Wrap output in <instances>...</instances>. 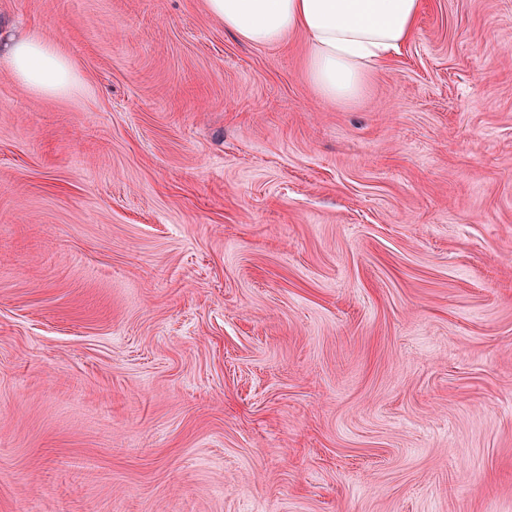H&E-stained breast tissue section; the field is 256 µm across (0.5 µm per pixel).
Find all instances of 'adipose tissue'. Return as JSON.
Here are the masks:
<instances>
[{
	"label": "adipose tissue",
	"instance_id": "adipose-tissue-1",
	"mask_svg": "<svg viewBox=\"0 0 512 512\" xmlns=\"http://www.w3.org/2000/svg\"><path fill=\"white\" fill-rule=\"evenodd\" d=\"M206 7L252 44L275 45L304 33L310 84L322 98L347 104L364 92L371 70L414 37L423 0H206ZM5 63L40 94H64L75 81L64 51L34 33L11 39Z\"/></svg>",
	"mask_w": 512,
	"mask_h": 512
}]
</instances>
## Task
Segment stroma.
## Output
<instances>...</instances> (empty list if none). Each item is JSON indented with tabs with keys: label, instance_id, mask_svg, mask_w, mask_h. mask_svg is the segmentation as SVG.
Wrapping results in <instances>:
<instances>
[{
	"label": "stroma",
	"instance_id": "obj_1",
	"mask_svg": "<svg viewBox=\"0 0 512 512\" xmlns=\"http://www.w3.org/2000/svg\"><path fill=\"white\" fill-rule=\"evenodd\" d=\"M0 512H512V0L363 97L205 0H0ZM4 61L19 82L40 94H65L75 81L64 51L35 33L13 37Z\"/></svg>",
	"mask_w": 512,
	"mask_h": 512
}]
</instances>
